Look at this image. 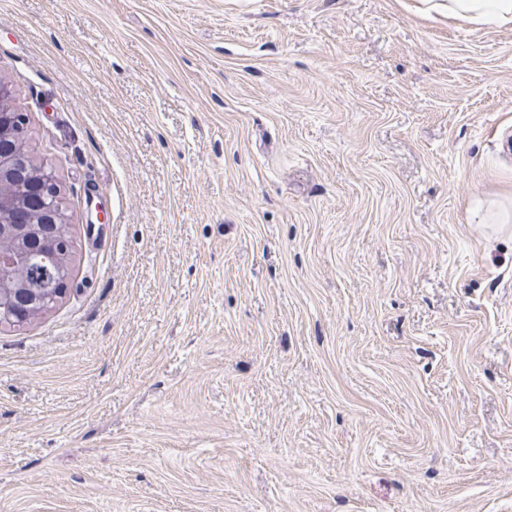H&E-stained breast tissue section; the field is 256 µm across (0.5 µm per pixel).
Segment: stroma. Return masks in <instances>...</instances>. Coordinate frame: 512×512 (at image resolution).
Wrapping results in <instances>:
<instances>
[{"mask_svg": "<svg viewBox=\"0 0 512 512\" xmlns=\"http://www.w3.org/2000/svg\"><path fill=\"white\" fill-rule=\"evenodd\" d=\"M0 80L74 251L0 512H512V24L0 0ZM474 215L478 216L483 213L482 219L485 224H511L512 223V203L500 202L492 204L487 207L484 205H477L473 208Z\"/></svg>", "mask_w": 512, "mask_h": 512, "instance_id": "35a3bbf8", "label": "stroma"}]
</instances>
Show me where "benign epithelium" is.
<instances>
[{
	"label": "benign epithelium",
	"instance_id": "benign-epithelium-1",
	"mask_svg": "<svg viewBox=\"0 0 512 512\" xmlns=\"http://www.w3.org/2000/svg\"><path fill=\"white\" fill-rule=\"evenodd\" d=\"M12 91L0 81V314L9 309L23 319L27 311L13 307L16 297L26 291L22 270L29 264L30 243L49 247L44 257L54 276L65 282L71 269L56 263L60 243L58 227L64 216L56 206L59 193L53 171L41 170L40 181H29V167L11 147L22 133L10 106Z\"/></svg>",
	"mask_w": 512,
	"mask_h": 512
}]
</instances>
